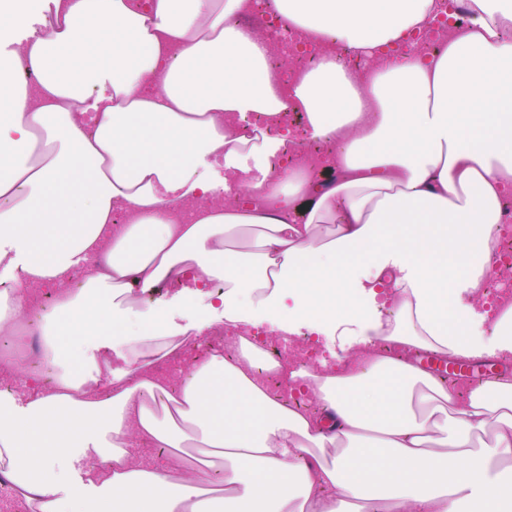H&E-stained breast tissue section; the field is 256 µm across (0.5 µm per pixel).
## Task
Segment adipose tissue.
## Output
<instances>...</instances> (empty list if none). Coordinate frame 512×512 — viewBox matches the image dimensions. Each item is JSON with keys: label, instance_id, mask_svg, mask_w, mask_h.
I'll return each instance as SVG.
<instances>
[{"label": "adipose tissue", "instance_id": "1", "mask_svg": "<svg viewBox=\"0 0 512 512\" xmlns=\"http://www.w3.org/2000/svg\"><path fill=\"white\" fill-rule=\"evenodd\" d=\"M51 2L47 32L0 55V267L58 286L46 325L103 355L79 370L47 344L54 387L0 397V477L29 512H512L510 376L460 409L404 359L360 353L332 374L272 363L334 414L327 427L268 394L243 337L235 361L183 373L159 413L169 379L150 366L188 331L119 321L133 283L199 294L220 281L231 324L264 316L349 345L511 359L512 306L491 336L473 321L512 187V0H473L443 52L384 59L361 79L326 54L286 80L236 23L248 0ZM435 7L277 0L313 41L373 53ZM299 111L312 137L340 143L326 182L305 165L274 171L289 132L235 128ZM117 345L119 366L106 354ZM145 445L163 459L142 461Z\"/></svg>", "mask_w": 512, "mask_h": 512}]
</instances>
